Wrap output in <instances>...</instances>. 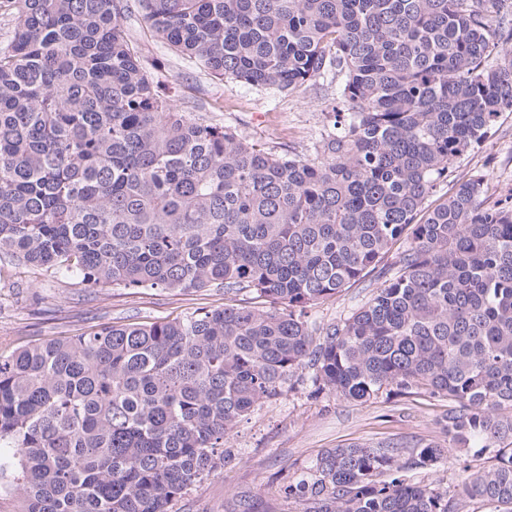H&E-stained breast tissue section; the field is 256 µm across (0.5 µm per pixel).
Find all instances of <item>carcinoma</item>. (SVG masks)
<instances>
[{
	"label": "carcinoma",
	"mask_w": 512,
	"mask_h": 512,
	"mask_svg": "<svg viewBox=\"0 0 512 512\" xmlns=\"http://www.w3.org/2000/svg\"><path fill=\"white\" fill-rule=\"evenodd\" d=\"M150 32L221 81L292 93L328 72L313 158L172 110L124 0H12L0 51V250L96 286L250 298L0 355V467L23 512H167L224 468V435L307 366L313 392L453 403L448 444L493 449L455 493L397 448H329L282 487L303 512H512V190L455 180L512 112L508 0H138ZM389 277L322 329L307 309ZM449 449H412L409 465Z\"/></svg>",
	"instance_id": "cac0c4a2"
}]
</instances>
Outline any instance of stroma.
Segmentation results:
<instances>
[{
	"mask_svg": "<svg viewBox=\"0 0 512 512\" xmlns=\"http://www.w3.org/2000/svg\"><path fill=\"white\" fill-rule=\"evenodd\" d=\"M123 26L136 43L145 69L160 82L170 106L207 122L230 126L246 139L276 151L314 157L327 126L326 116L338 105L336 86L327 80L280 94L218 80L177 55L147 29L138 0H127ZM454 171L466 177L486 174L490 195L512 189V114L504 113L492 136L459 158ZM383 282L370 273L360 284L311 308L310 323L325 326L367 303ZM228 298L216 288L168 291L158 288L92 287L76 277H62L46 268L20 265L0 251V354L60 336L104 326L150 323L182 318L202 308H220ZM308 372L288 379L283 395L257 406L224 438L233 457L221 473L191 485L168 506V512H301L281 488L300 478L325 449L350 444L371 448L395 446L402 458L429 442L447 444L442 418L448 400L417 393H382L366 402L331 393L311 394ZM450 461L416 468L414 480L455 490L463 472L490 463L489 452H450Z\"/></svg>",
	"mask_w": 512,
	"mask_h": 512,
	"instance_id": "stroma-1",
	"label": "stroma"
}]
</instances>
